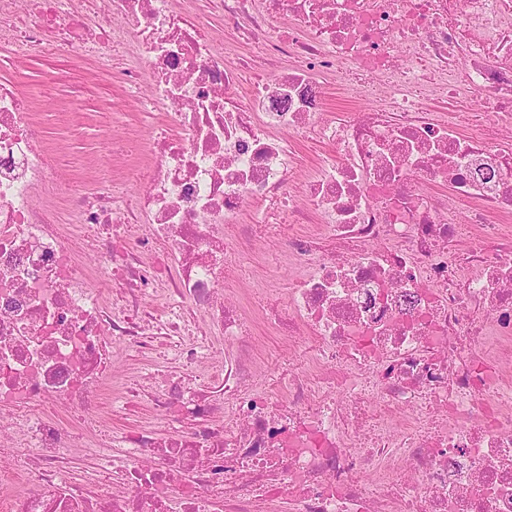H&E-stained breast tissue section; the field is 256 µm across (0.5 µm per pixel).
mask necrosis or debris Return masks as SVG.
<instances>
[{"instance_id": "obj_1", "label": "necrosis or debris", "mask_w": 512, "mask_h": 512, "mask_svg": "<svg viewBox=\"0 0 512 512\" xmlns=\"http://www.w3.org/2000/svg\"><path fill=\"white\" fill-rule=\"evenodd\" d=\"M217 6L223 40L171 0H0L15 56L120 58L167 115L137 194L79 178L62 218L0 81V512H512V0ZM262 257L287 292L231 296ZM264 329L294 362L263 381ZM124 350L165 368L98 402ZM143 400L166 440L113 422Z\"/></svg>"}]
</instances>
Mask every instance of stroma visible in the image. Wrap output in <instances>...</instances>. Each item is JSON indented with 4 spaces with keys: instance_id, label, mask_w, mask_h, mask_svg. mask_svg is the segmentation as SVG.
<instances>
[{
    "instance_id": "35a3bbf8",
    "label": "stroma",
    "mask_w": 512,
    "mask_h": 512,
    "mask_svg": "<svg viewBox=\"0 0 512 512\" xmlns=\"http://www.w3.org/2000/svg\"><path fill=\"white\" fill-rule=\"evenodd\" d=\"M11 55L0 47V81L14 83L31 102L46 126L47 140L63 146L74 172L89 179L96 170H110L126 193H135L136 171L148 161L143 150L148 128L133 107L114 113L120 88L108 80L101 63L78 48L51 61L31 52L15 64ZM54 71L64 79L45 91Z\"/></svg>"
}]
</instances>
